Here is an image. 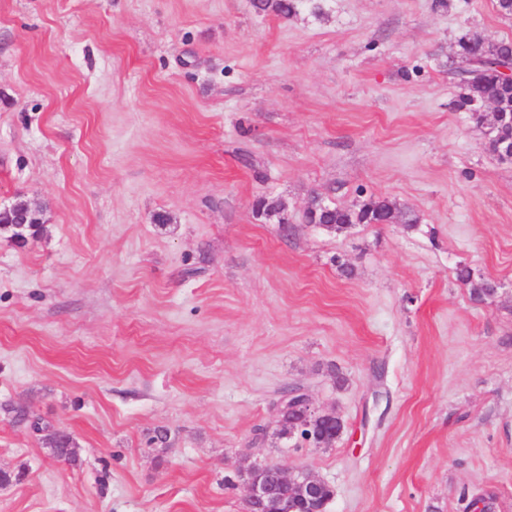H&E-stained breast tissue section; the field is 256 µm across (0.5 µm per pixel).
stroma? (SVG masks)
Masks as SVG:
<instances>
[{
    "instance_id": "1",
    "label": "stroma",
    "mask_w": 512,
    "mask_h": 512,
    "mask_svg": "<svg viewBox=\"0 0 512 512\" xmlns=\"http://www.w3.org/2000/svg\"><path fill=\"white\" fill-rule=\"evenodd\" d=\"M322 7L0 0V206L44 220L0 232V512H246L271 463L326 512H512V164L450 75L512 18ZM372 194L413 223L304 220ZM291 386L332 447L280 436ZM322 0H253L255 9L264 14L289 18L305 9L318 16L322 13ZM288 389V407H284V409H287V422L297 420L296 414H288V408L294 409L295 411L302 413V420L308 424L322 420H336L341 422V419L337 417L335 414L329 413L327 411L315 407L309 396L301 388L291 387ZM339 422H323L322 424L316 425L314 431L315 435L318 438H321L325 435H327L328 437L329 443L325 447L331 446L336 441V433L340 429ZM282 482L295 487V493L288 500L282 501L280 508L283 512H308L300 507V502H308L310 493L315 486L321 485L322 480L304 471H293L286 467L279 468Z\"/></svg>"
}]
</instances>
